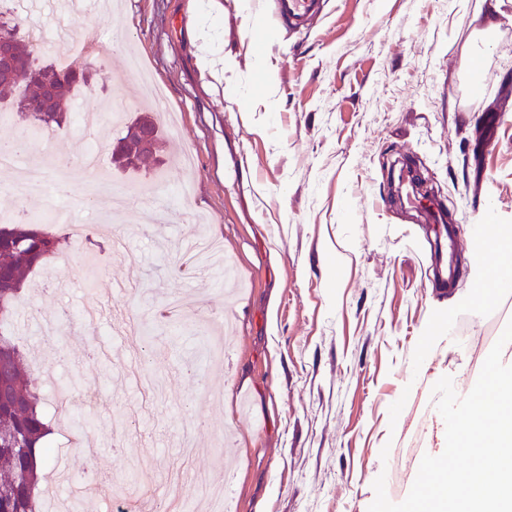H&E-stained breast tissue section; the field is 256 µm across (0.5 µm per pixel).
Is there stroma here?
<instances>
[{"label":"stroma","instance_id":"obj_1","mask_svg":"<svg viewBox=\"0 0 512 512\" xmlns=\"http://www.w3.org/2000/svg\"><path fill=\"white\" fill-rule=\"evenodd\" d=\"M69 2L17 14L96 54L72 108L102 117L107 187L79 175L70 130L29 136L28 154L76 169L64 204L85 224L111 211L108 186L135 190L118 229L138 263L103 233L24 288L43 406L75 395L52 420L44 512H163L179 464L193 488L231 480V512H368L381 475L402 502L445 448L434 384L468 394L512 319V296L472 304L469 243L475 225L512 226V0H316L306 20L277 0H120L104 17ZM64 50L46 62L76 63ZM132 55L163 92L155 116L181 124L125 171L109 143L144 105ZM411 162L456 224L451 288L432 278L440 225L387 192ZM92 294L110 312L86 321ZM83 420L92 447L64 446Z\"/></svg>","mask_w":512,"mask_h":512}]
</instances>
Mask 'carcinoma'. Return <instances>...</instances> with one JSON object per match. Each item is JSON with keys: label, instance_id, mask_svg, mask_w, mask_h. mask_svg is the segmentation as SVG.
I'll use <instances>...</instances> for the list:
<instances>
[{"label": "carcinoma", "instance_id": "obj_1", "mask_svg": "<svg viewBox=\"0 0 512 512\" xmlns=\"http://www.w3.org/2000/svg\"><path fill=\"white\" fill-rule=\"evenodd\" d=\"M0 29L13 40L15 54L27 64L20 72L0 71V102L17 107L34 129L53 130L68 124L67 93L88 86L85 70H62L38 62L28 38L19 35V20H3ZM24 26V25H22ZM32 29L27 24L24 30ZM161 132L149 114L128 122L112 143V163L137 168L159 151ZM67 236L36 223L0 225V512H41L38 463L52 461L47 445L49 424L41 387L34 382L27 351L16 339L15 321L22 289L29 276L62 254Z\"/></svg>", "mask_w": 512, "mask_h": 512}]
</instances>
